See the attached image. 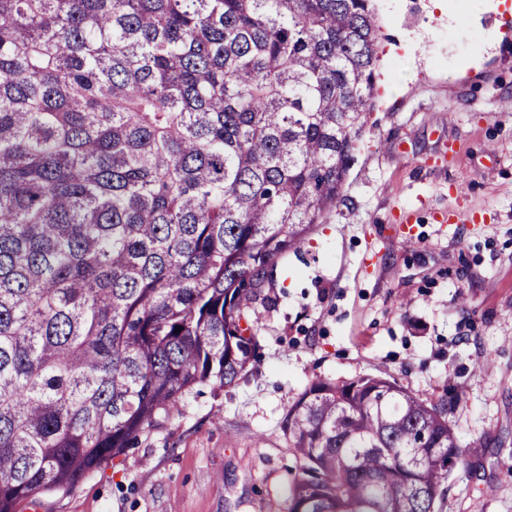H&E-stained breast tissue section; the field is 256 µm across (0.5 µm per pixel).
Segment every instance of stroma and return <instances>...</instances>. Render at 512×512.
<instances>
[{
  "label": "stroma",
  "instance_id": "obj_1",
  "mask_svg": "<svg viewBox=\"0 0 512 512\" xmlns=\"http://www.w3.org/2000/svg\"><path fill=\"white\" fill-rule=\"evenodd\" d=\"M450 2L375 0V103L345 200L280 261L257 368L17 512H288L303 465L289 407L316 379L361 375L457 392L448 420L483 451L450 477L446 512H512V0Z\"/></svg>",
  "mask_w": 512,
  "mask_h": 512
}]
</instances>
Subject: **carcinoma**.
Returning a JSON list of instances; mask_svg holds the SVG:
<instances>
[{"mask_svg": "<svg viewBox=\"0 0 512 512\" xmlns=\"http://www.w3.org/2000/svg\"><path fill=\"white\" fill-rule=\"evenodd\" d=\"M372 0H0V512L260 361L279 261L343 201ZM182 327L176 331V327ZM454 397L318 378L288 512H444Z\"/></svg>", "mask_w": 512, "mask_h": 512, "instance_id": "cac0c4a2", "label": "carcinoma"}]
</instances>
